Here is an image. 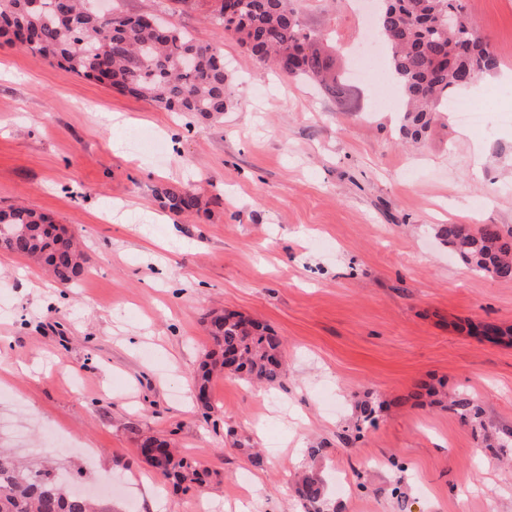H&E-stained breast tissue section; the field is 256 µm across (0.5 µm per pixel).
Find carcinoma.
<instances>
[{
    "instance_id": "cac0c4a2",
    "label": "carcinoma",
    "mask_w": 512,
    "mask_h": 512,
    "mask_svg": "<svg viewBox=\"0 0 512 512\" xmlns=\"http://www.w3.org/2000/svg\"><path fill=\"white\" fill-rule=\"evenodd\" d=\"M92 0H0V37L9 44L23 36L29 52L68 72L106 82L117 90L147 99L168 112L203 118L224 112L228 72L216 44L199 43L160 21L151 26L141 16L117 14L104 21L89 13ZM216 0L212 19L232 34L261 63L307 81L325 83L328 93L344 98L346 84L336 80L334 59L319 47L323 34L306 28L292 0H235L232 14ZM380 38L390 52V74L407 100L400 132L419 141L438 114L448 110L462 80L497 72L500 60L488 39L472 25L464 0H385L379 20ZM168 208L177 214L199 210L190 191L165 192ZM52 219L25 206L0 210V248L48 269L62 284H75L88 273L86 259L65 228L55 232ZM435 236L473 272L512 281V227L499 224H441ZM211 349L190 382L204 415L213 405L209 388L224 372V356L237 362L233 374L274 385L283 377L285 340L270 328L237 313L213 310L205 317ZM435 398L453 411L483 445L499 456L509 454L512 426L484 416L466 391L453 395L422 385L408 398ZM372 396L359 405L353 427L341 440L350 444L363 425L374 424ZM137 453L163 478L185 489H201L205 472L199 463L177 454L166 438L150 434L138 439ZM295 494L308 512H326L325 488L310 473L296 476ZM0 512H109L70 488L52 465L25 463L0 448Z\"/></svg>"
}]
</instances>
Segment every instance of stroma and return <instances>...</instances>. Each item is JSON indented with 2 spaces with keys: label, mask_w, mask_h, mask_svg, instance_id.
Returning a JSON list of instances; mask_svg holds the SVG:
<instances>
[{
  "label": "stroma",
  "mask_w": 512,
  "mask_h": 512,
  "mask_svg": "<svg viewBox=\"0 0 512 512\" xmlns=\"http://www.w3.org/2000/svg\"><path fill=\"white\" fill-rule=\"evenodd\" d=\"M466 6L500 69L457 98L502 119L487 131L444 112L412 145L395 86L353 75L361 58L385 67L358 0L295 2L307 28L326 31L345 101L258 63L211 23L214 0L170 13L224 52L229 103L210 118L0 41V209L50 215L90 268L72 287L0 252V445L51 459L112 512H306L298 469L322 479L331 512H512V468L454 413L407 398L442 382L512 425V345L468 333L512 329V284L434 236L438 224L512 226V97L495 92L512 84V0ZM136 130L163 138V152H132ZM184 188L200 211H165L159 192ZM213 308L283 336L288 367L272 386L215 377L206 418L186 379ZM370 389L383 409L345 445ZM143 433L199 460L204 493L142 461Z\"/></svg>",
  "instance_id": "1"
}]
</instances>
